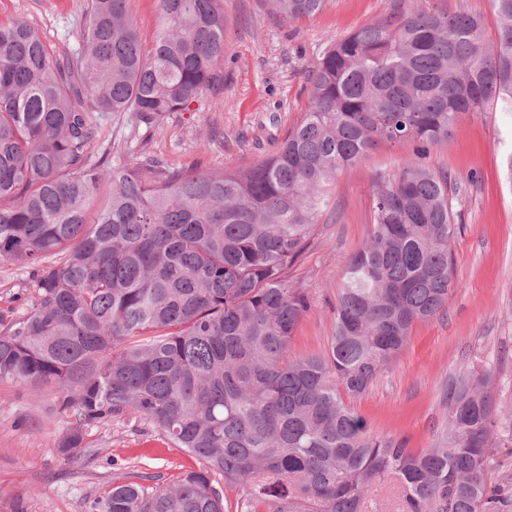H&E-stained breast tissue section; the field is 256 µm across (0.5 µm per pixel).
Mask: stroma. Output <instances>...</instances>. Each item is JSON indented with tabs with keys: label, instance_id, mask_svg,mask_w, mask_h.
Masks as SVG:
<instances>
[{
	"label": "stroma",
	"instance_id": "35a3bbf8",
	"mask_svg": "<svg viewBox=\"0 0 512 512\" xmlns=\"http://www.w3.org/2000/svg\"><path fill=\"white\" fill-rule=\"evenodd\" d=\"M392 0H328L314 18L291 22L271 0H223L224 95L203 93L191 111L146 127L129 112L101 122L99 147L110 164L132 165L147 151L182 169H238L258 162L307 109L306 78L329 43L370 24ZM87 0H0V25L22 19L50 50L79 46ZM411 144H378L336 176L333 207L291 270L311 307L290 344L294 356L324 354L334 333L341 274L365 242L373 182L395 172ZM426 163L460 184L452 199L455 289L443 315L416 323L403 352L348 404L373 432L429 447L446 423L440 393L459 368H494L501 427L491 484L512 480V114L461 118ZM34 270L0 264V312L19 318L33 307ZM60 391L0 381V512H102L118 483L171 486L198 461L146 420L115 417L88 428L85 445L66 458L58 444L72 426Z\"/></svg>",
	"mask_w": 512,
	"mask_h": 512
}]
</instances>
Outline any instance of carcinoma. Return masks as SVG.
Listing matches in <instances>:
<instances>
[{
  "label": "carcinoma",
  "instance_id": "1",
  "mask_svg": "<svg viewBox=\"0 0 512 512\" xmlns=\"http://www.w3.org/2000/svg\"><path fill=\"white\" fill-rule=\"evenodd\" d=\"M126 2L89 0L81 46L62 56L24 21L0 25V263L38 268L28 315L0 313V380L60 389L75 416L66 458L88 427L136 415L199 461L174 486H113L104 512H224L217 475L238 490L234 512H366L385 480L399 512H504L512 484H489L492 368L448 380L444 433L419 452L374 433L343 395L365 392L414 323L447 309L452 179L424 159L460 117L512 112V0H491L492 44L479 15L394 0L330 43L273 153L191 172L145 151L111 166L90 145L100 117L154 127L224 88L222 0H160L148 50ZM327 2L273 5L298 20ZM404 140L413 156L375 179L328 352L290 356L309 301L289 273L336 174Z\"/></svg>",
  "mask_w": 512,
  "mask_h": 512
}]
</instances>
